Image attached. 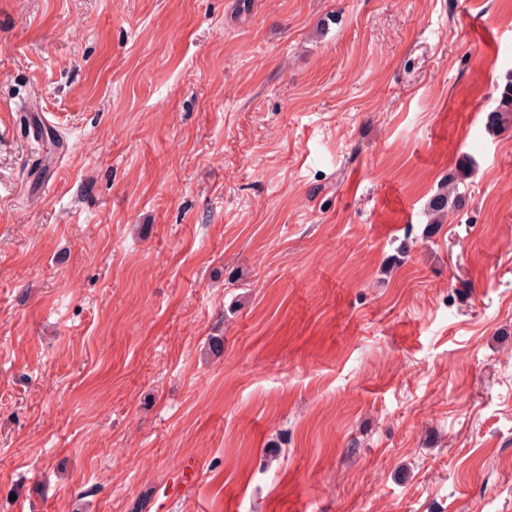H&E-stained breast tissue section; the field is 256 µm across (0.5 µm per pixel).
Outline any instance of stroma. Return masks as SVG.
<instances>
[{
	"label": "stroma",
	"mask_w": 512,
	"mask_h": 512,
	"mask_svg": "<svg viewBox=\"0 0 512 512\" xmlns=\"http://www.w3.org/2000/svg\"><path fill=\"white\" fill-rule=\"evenodd\" d=\"M511 80L512 0H0V512H512ZM496 102L497 106L488 113L486 123L492 132L501 130L512 116V80L504 86ZM471 171L472 168L468 162L459 164L457 176L448 179L445 184L441 185L440 190L430 198L427 213L430 216L431 224H441L447 216L448 207L458 205V180L464 181L467 179Z\"/></svg>",
	"instance_id": "1"
}]
</instances>
